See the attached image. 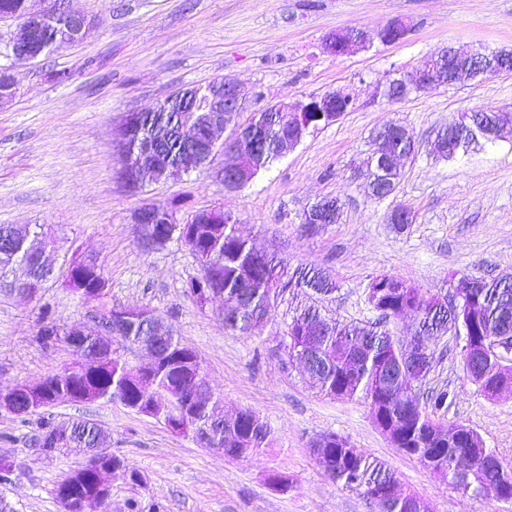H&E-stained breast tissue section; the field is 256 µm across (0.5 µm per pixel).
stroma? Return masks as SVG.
<instances>
[{
    "instance_id": "obj_1",
    "label": "stroma",
    "mask_w": 512,
    "mask_h": 512,
    "mask_svg": "<svg viewBox=\"0 0 512 512\" xmlns=\"http://www.w3.org/2000/svg\"><path fill=\"white\" fill-rule=\"evenodd\" d=\"M64 2L96 26L83 43L14 70L17 96L0 109V224L51 225L66 254L97 260L107 289L102 299L80 302L62 285V262L36 297L0 288V388L39 381L72 361L66 344L39 342L43 311L69 329L91 326L101 310L144 306L201 356L224 413L252 409L270 428L272 443L251 457L230 459L172 432L159 418L106 401L65 403L25 421L0 410V460L10 464L0 497L16 512H62L56 485L84 459L40 455L31 437L42 419L89 417L108 430V451L140 477L134 484L114 476L107 512H374L359 492L331 481L316 465L311 442L325 434L385 460L429 512H512V503L494 490L458 492L395 448L365 403L334 400L313 388L284 349L288 303L247 335L225 330L220 300L202 308L185 291L200 273L189 249L176 241L152 244L146 228L133 221L146 199L177 204L182 218L222 206L261 249L293 267L327 270L337 291L321 306L344 321L375 319L366 289L382 272L441 294L452 271L512 276V132L455 160L429 148L433 129L462 112H512V74L394 102L380 93L381 84L448 47L512 49V0ZM395 19L410 24L399 42L341 56L322 49L331 32H374ZM54 70L68 71L69 80L52 81ZM225 77L243 87L253 110L338 89L354 104L243 188H225L219 171L228 159L219 154L200 169L130 191L116 149L126 114ZM389 121L406 126L421 148L402 162L395 192L377 200L366 190L365 161L373 130ZM325 196L342 203L338 223L290 222V215ZM400 206L414 214L402 230L386 221ZM461 346L448 335L434 345L427 384L455 395L440 420L473 428L512 469V390L485 397L463 372ZM281 471L294 481L285 494L270 481Z\"/></svg>"
}]
</instances>
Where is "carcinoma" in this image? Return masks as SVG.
<instances>
[{"mask_svg": "<svg viewBox=\"0 0 512 512\" xmlns=\"http://www.w3.org/2000/svg\"><path fill=\"white\" fill-rule=\"evenodd\" d=\"M26 0H0V19H16L26 12ZM177 95L167 110L145 112L136 138H149L157 130L164 131L160 153L154 168V182L167 181L169 168L193 157L189 138L192 130L179 124L176 112ZM478 112H463L448 121L438 148L441 156L453 159L468 153L467 139ZM246 137L262 143L243 165L240 182H247L266 169L281 154L282 141L288 136V113L255 112L243 128ZM373 139L394 147L407 159L416 155L414 138L401 139L390 133V125L378 128ZM369 189L372 197L382 199L392 194L400 180L398 160L368 161ZM13 240L8 253H0V286L24 294L23 284L7 280L14 267L25 265L35 280L48 277L47 265L31 252V243L38 241L42 253H55L60 239L36 224L24 231L10 224H0V238ZM185 238L193 246V254L205 273L208 287L191 292L203 305L212 296L222 298L223 305L234 302L236 315L224 329L247 334L261 320L270 316L278 300L289 295L295 299L304 291L324 299L336 291V281L317 267L291 268L288 261L260 251L249 239L237 232L236 223L224 220V212L213 217L211 224H180L174 238ZM377 319L370 325L341 322L322 313L315 305L294 308L287 325L286 353L289 358L303 362L295 351L299 344L313 347L323 360L320 373L313 377L319 391L337 399H359L380 414L382 422L395 430V446L411 455L434 475L464 493L478 494L491 487L512 501V471L486 464L488 448L479 436L468 434L450 442L427 430L438 424L435 415L448 406L446 388L433 389L421 399L420 388L431 368L409 369L403 364L398 345L390 331L389 322L413 315L416 323L435 327L427 339L432 340L457 328V315L448 302L437 293L416 288L389 273H381L369 283ZM467 330L472 336H498L512 332V284L505 286L497 278H482L469 291L466 305ZM39 341L51 345L58 341L69 343L68 336L55 322L47 321L38 333ZM168 353L153 372L159 388H179L186 381L181 357L189 350L175 336H169ZM393 370L380 376L381 363ZM464 369L478 388L492 396L500 387H512V373L501 376L500 361L487 357L481 362L463 363ZM40 383L43 392L37 409H47L68 402L107 401L127 408H140L144 396L139 388L136 368L117 352L108 362L82 366L79 362L45 376ZM220 399L209 395L195 408V421L204 427L216 418L215 408ZM63 429L68 432L73 453L86 456L107 438L106 431L93 419L54 423L42 422L43 435ZM267 425L251 410L238 412L234 421L212 432L209 447L222 448L230 457H247L271 444ZM323 445L327 475L347 489L357 490L377 512H428L427 503L414 493L400 489L396 472L382 459L357 451L349 454L344 438L328 435Z\"/></svg>", "mask_w": 512, "mask_h": 512, "instance_id": "cac0c4a2", "label": "carcinoma"}]
</instances>
